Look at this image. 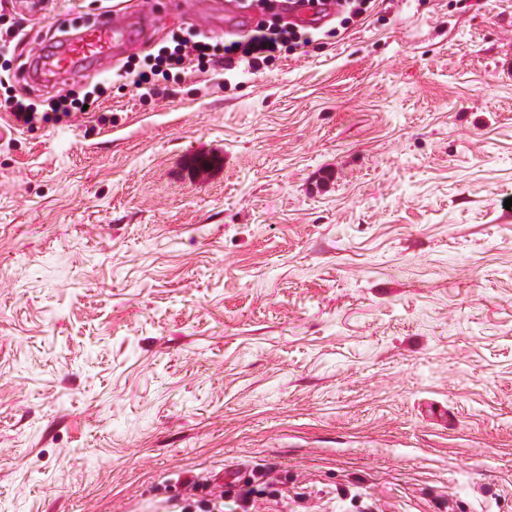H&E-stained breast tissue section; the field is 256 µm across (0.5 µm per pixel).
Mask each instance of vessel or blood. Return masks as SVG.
<instances>
[{"instance_id": "vessel-or-blood-1", "label": "vessel or blood", "mask_w": 512, "mask_h": 512, "mask_svg": "<svg viewBox=\"0 0 512 512\" xmlns=\"http://www.w3.org/2000/svg\"><path fill=\"white\" fill-rule=\"evenodd\" d=\"M284 7L291 20L300 23L321 24L333 14L331 0H286ZM154 27L155 19L149 14L121 25L112 11H105L77 37L64 40L55 51L38 55L37 69L44 81L61 80L91 66L102 65L120 46L147 40Z\"/></svg>"}]
</instances>
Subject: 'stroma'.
Segmentation results:
<instances>
[{"instance_id": "1", "label": "stroma", "mask_w": 512, "mask_h": 512, "mask_svg": "<svg viewBox=\"0 0 512 512\" xmlns=\"http://www.w3.org/2000/svg\"><path fill=\"white\" fill-rule=\"evenodd\" d=\"M114 0H0L11 73ZM0 109V512H512V0H377L254 73ZM97 99L90 98L85 95L81 100H69L64 98L60 100L56 105L50 108V111L44 113L36 112V110L30 105L25 104L21 100L11 99L8 97L5 99L4 107L9 111L11 120L15 125L16 130L21 129H33L35 125L40 123H59L64 118H69L72 114V109H76L79 112H87L97 102ZM87 104L88 108L83 110V105ZM52 112V113H49ZM41 114V115H40Z\"/></svg>"}]
</instances>
